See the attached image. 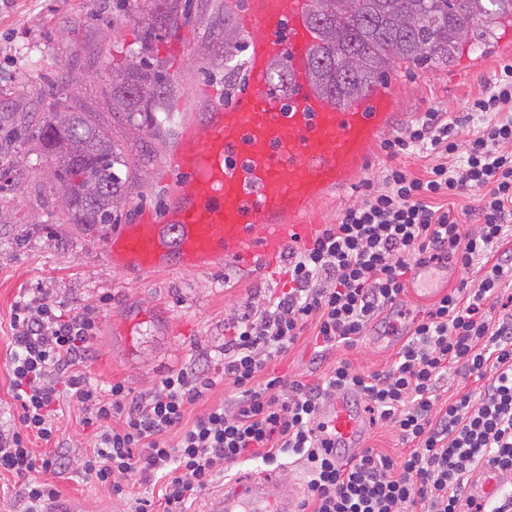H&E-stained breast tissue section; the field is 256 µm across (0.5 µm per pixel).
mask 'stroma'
<instances>
[{
  "mask_svg": "<svg viewBox=\"0 0 512 512\" xmlns=\"http://www.w3.org/2000/svg\"><path fill=\"white\" fill-rule=\"evenodd\" d=\"M246 2L189 0L185 25L169 34L157 53L175 91L172 120L159 129L136 130L124 115L113 113L105 96L113 54L136 39L134 17L113 21L112 0H0V125L24 128L20 138L0 146V173L11 174L10 187L0 191V426L17 414L6 364L11 316L20 298L37 296L63 305L70 314H92L94 337L84 364L91 386L105 396L112 383L120 382L138 396L196 353L222 345L237 319L281 292L287 282L284 260L247 270L231 260L194 269L173 263L152 273L117 266L108 246L112 228L55 222L51 167L37 148L32 120L33 115L49 114L60 99L70 111L88 113L95 125L110 131L129 165L122 223H136L145 209L164 217L182 180L166 168L167 155L188 123L199 121L213 105L229 102L242 84L247 55L225 58L224 28H241ZM510 63L512 28L482 48L466 49L447 65L399 64L383 87L393 96L400 123L431 107L462 113ZM386 165L381 147H373L351 185L316 200L305 221L335 223L343 209L360 200L364 182L381 187ZM430 302L415 282H408L393 315L372 321L354 347L318 355L307 333L269 362L266 371L314 383L340 360L364 372L383 370L395 354L390 322L413 325ZM82 414L80 404L63 400L56 442L32 444L37 455L65 444L66 468L36 471L28 478L0 473V512H16L31 478L51 483L59 492L43 512H130V501L85 478L78 468V457L92 451L96 433L82 424Z\"/></svg>",
  "mask_w": 512,
  "mask_h": 512,
  "instance_id": "obj_1",
  "label": "stroma"
}]
</instances>
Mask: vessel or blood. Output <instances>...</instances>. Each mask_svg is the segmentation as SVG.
Wrapping results in <instances>:
<instances>
[{"instance_id": "obj_1", "label": "vessel or blood", "mask_w": 512, "mask_h": 512, "mask_svg": "<svg viewBox=\"0 0 512 512\" xmlns=\"http://www.w3.org/2000/svg\"><path fill=\"white\" fill-rule=\"evenodd\" d=\"M250 33L244 89L213 107L201 129L184 132L167 161L184 175L178 201L164 220L143 212L115 233L110 250L121 266L159 271L178 261L201 268L218 259L250 262L312 237L297 223L310 204L346 187L370 147L390 125V92L338 108L310 79L315 32L307 0H249L242 18ZM291 74L292 93L273 89V65ZM352 391L337 392L322 409V435L350 459L362 447L367 421ZM498 489L493 471L477 472L475 496ZM295 489L274 476H237L211 512H298Z\"/></svg>"}]
</instances>
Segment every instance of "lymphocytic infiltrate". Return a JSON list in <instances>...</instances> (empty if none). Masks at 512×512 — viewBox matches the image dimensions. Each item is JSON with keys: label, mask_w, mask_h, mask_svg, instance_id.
Wrapping results in <instances>:
<instances>
[{"label": "lymphocytic infiltrate", "mask_w": 512, "mask_h": 512, "mask_svg": "<svg viewBox=\"0 0 512 512\" xmlns=\"http://www.w3.org/2000/svg\"><path fill=\"white\" fill-rule=\"evenodd\" d=\"M473 123L477 133L459 143V129ZM381 147L389 159L383 189L289 249L287 290L236 322L219 349V375L192 362L140 398L120 383L102 397L80 369L92 318L19 301L7 371L20 413L0 429V471L65 468L64 455L37 456L30 442L52 439L67 397L81 404L84 425L99 431L79 462L87 479L124 496L129 475L145 484L161 479L159 499L135 497V512H189L226 465L253 456L274 465L290 453L310 473L300 512H512V312H495L502 282L512 277V64L469 112L429 109ZM413 149L437 157L419 177L396 162ZM466 195L475 204L461 212L440 203ZM451 260L466 271L482 262L486 272L477 286L463 282L437 297L385 370L364 375L340 361L317 383L265 376L267 363L304 331L323 351L353 345L400 304L415 267ZM459 364L475 388L439 401L438 381ZM219 377L233 385L234 406L219 403L188 419ZM344 388L392 424L407 446L403 455L365 448L342 463L330 453L319 439L320 411ZM174 430L180 440L172 446ZM480 467L501 479L485 503L469 489Z\"/></svg>", "instance_id": "f902f5d3"}]
</instances>
